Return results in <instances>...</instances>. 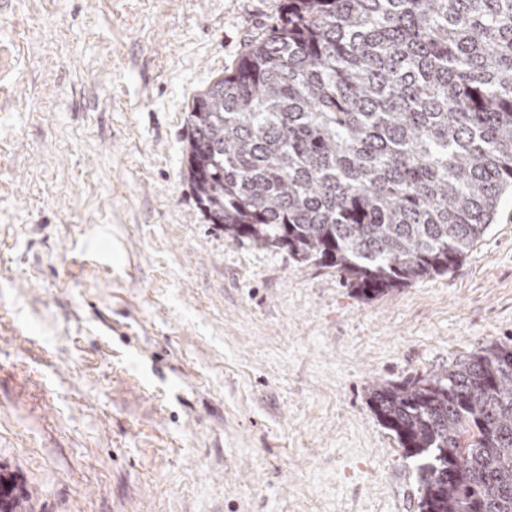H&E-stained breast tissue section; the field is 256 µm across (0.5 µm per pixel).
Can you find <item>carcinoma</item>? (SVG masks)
I'll list each match as a JSON object with an SVG mask.
<instances>
[{"mask_svg": "<svg viewBox=\"0 0 512 512\" xmlns=\"http://www.w3.org/2000/svg\"><path fill=\"white\" fill-rule=\"evenodd\" d=\"M186 178L232 241L371 297L459 265L512 193V0H287L194 97ZM420 512H512V343L375 383ZM0 473V512H28Z\"/></svg>", "mask_w": 512, "mask_h": 512, "instance_id": "carcinoma-1", "label": "carcinoma"}]
</instances>
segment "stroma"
Here are the masks:
<instances>
[{
	"mask_svg": "<svg viewBox=\"0 0 512 512\" xmlns=\"http://www.w3.org/2000/svg\"><path fill=\"white\" fill-rule=\"evenodd\" d=\"M283 3L0 0V472L32 512H419L369 385L512 343L511 194L371 299L207 224L188 110Z\"/></svg>",
	"mask_w": 512,
	"mask_h": 512,
	"instance_id": "obj_1",
	"label": "stroma"
}]
</instances>
